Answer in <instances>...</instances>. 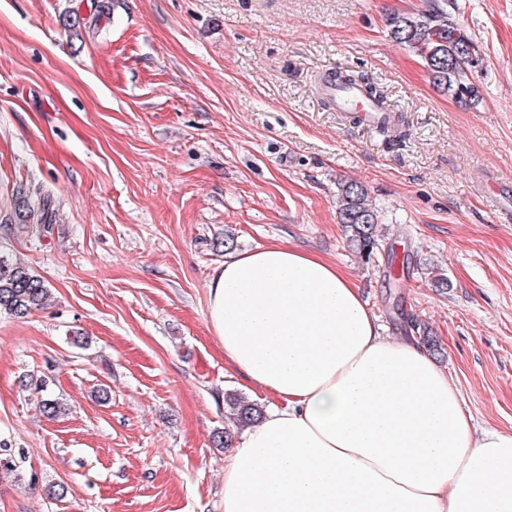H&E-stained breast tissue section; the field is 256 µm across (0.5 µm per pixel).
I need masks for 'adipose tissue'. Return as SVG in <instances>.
<instances>
[{
	"mask_svg": "<svg viewBox=\"0 0 512 512\" xmlns=\"http://www.w3.org/2000/svg\"><path fill=\"white\" fill-rule=\"evenodd\" d=\"M209 325L277 402L224 457V512H512V432L475 431L428 349L385 336L336 265L227 255Z\"/></svg>",
	"mask_w": 512,
	"mask_h": 512,
	"instance_id": "adipose-tissue-1",
	"label": "adipose tissue"
}]
</instances>
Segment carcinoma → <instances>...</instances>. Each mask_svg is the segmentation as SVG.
<instances>
[{
	"label": "carcinoma",
	"instance_id": "obj_1",
	"mask_svg": "<svg viewBox=\"0 0 512 512\" xmlns=\"http://www.w3.org/2000/svg\"><path fill=\"white\" fill-rule=\"evenodd\" d=\"M392 37L398 43L417 51L424 59L434 81L453 92L458 98H472L475 88L471 82L472 68L479 50L448 16L445 6L435 4L420 13L395 14L389 19ZM336 83L358 85L365 94L378 102L382 95L368 82L341 72L333 75ZM337 214L342 224L347 246L370 256L380 248L378 225L380 215L372 206L367 189L357 181H341L337 186ZM57 209L53 199L19 185L14 192V210L6 223L23 229L30 224L50 225L56 222ZM51 300L45 282L25 265L0 250V313L25 318L44 309ZM42 393L39 408L42 414L54 419L61 414V403L43 381L36 383ZM230 424L212 435V442L227 448L244 427L256 423L263 407L236 393L224 397Z\"/></svg>",
	"mask_w": 512,
	"mask_h": 512
}]
</instances>
